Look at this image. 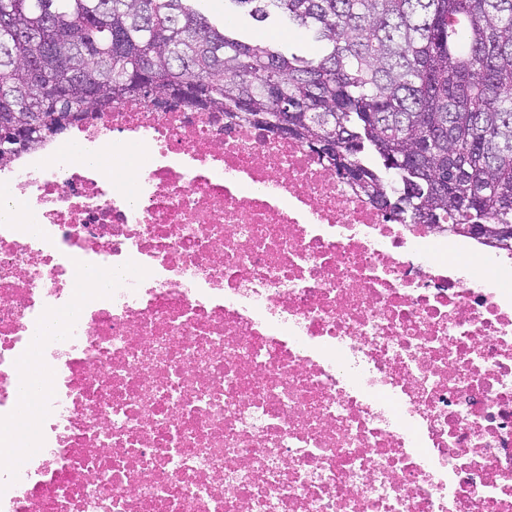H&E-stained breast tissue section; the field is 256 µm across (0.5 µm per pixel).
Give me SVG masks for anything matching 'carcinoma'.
Masks as SVG:
<instances>
[{"mask_svg":"<svg viewBox=\"0 0 512 512\" xmlns=\"http://www.w3.org/2000/svg\"><path fill=\"white\" fill-rule=\"evenodd\" d=\"M0 0V147L129 98L288 138L397 224L512 226V0ZM274 17L312 56L249 38Z\"/></svg>","mask_w":512,"mask_h":512,"instance_id":"obj_1","label":"carcinoma"}]
</instances>
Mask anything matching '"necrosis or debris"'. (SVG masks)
I'll list each match as a JSON object with an SVG mask.
<instances>
[{
    "instance_id": "necrosis-or-debris-1",
    "label": "necrosis or debris",
    "mask_w": 512,
    "mask_h": 512,
    "mask_svg": "<svg viewBox=\"0 0 512 512\" xmlns=\"http://www.w3.org/2000/svg\"><path fill=\"white\" fill-rule=\"evenodd\" d=\"M73 130L0 167V512H512V281L480 246L220 112Z\"/></svg>"
}]
</instances>
